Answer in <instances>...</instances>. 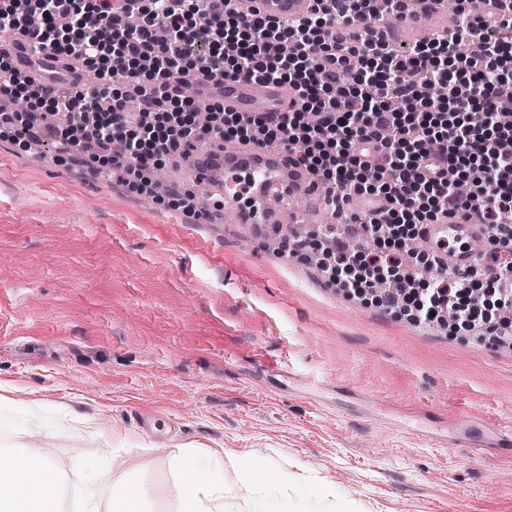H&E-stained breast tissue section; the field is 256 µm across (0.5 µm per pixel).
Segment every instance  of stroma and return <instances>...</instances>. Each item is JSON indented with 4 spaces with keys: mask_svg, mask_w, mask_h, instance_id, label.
<instances>
[{
    "mask_svg": "<svg viewBox=\"0 0 512 512\" xmlns=\"http://www.w3.org/2000/svg\"><path fill=\"white\" fill-rule=\"evenodd\" d=\"M36 122L34 140L0 126V383L47 420L89 424L77 448L42 431L64 500L102 467L175 484L155 428L228 463L262 449L335 486L337 512H512V457L417 428L474 417L512 432V325L491 345L348 298L320 267L225 223L220 199L186 217L179 164L133 192L59 153L52 114ZM360 394L401 413L358 416ZM115 432L148 452L109 455Z\"/></svg>",
    "mask_w": 512,
    "mask_h": 512,
    "instance_id": "stroma-1",
    "label": "stroma"
}]
</instances>
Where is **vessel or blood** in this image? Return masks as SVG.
<instances>
[{
	"label": "vessel or blood",
	"instance_id": "obj_1",
	"mask_svg": "<svg viewBox=\"0 0 512 512\" xmlns=\"http://www.w3.org/2000/svg\"><path fill=\"white\" fill-rule=\"evenodd\" d=\"M234 8L243 15H259L285 21L308 14L312 0H233ZM448 29V18L442 0H408L394 23H379L378 39L386 44L405 40L426 21ZM14 66L41 87L54 90L69 84L73 75L50 54L35 52L27 37L17 35L7 46ZM196 95L203 100L223 102L229 112H284L294 99L288 85L260 80L211 81L198 84ZM180 160L195 192L219 197L225 210L235 212L239 223L260 229H273L276 237L288 235V227L301 223V200L319 203L320 183L301 164L289 160L285 151L252 144L225 149L223 142L183 149ZM421 234L438 268L443 272H462L473 268L487 243L483 224L471 212L442 214L434 223L423 225ZM470 448L512 447V433L481 421L471 424L459 434Z\"/></svg>",
	"mask_w": 512,
	"mask_h": 512
}]
</instances>
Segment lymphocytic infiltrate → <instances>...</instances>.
<instances>
[{
    "label": "lymphocytic infiltrate",
    "instance_id": "1",
    "mask_svg": "<svg viewBox=\"0 0 512 512\" xmlns=\"http://www.w3.org/2000/svg\"><path fill=\"white\" fill-rule=\"evenodd\" d=\"M305 17L278 22L245 17L231 0H0V30L28 34L37 46L84 67L102 66L100 86L68 93L40 88L0 58V99L22 94L51 111H78L80 137L58 128L70 148L89 142L111 151L131 130L111 168L132 170L176 160L190 143L231 135L241 143L281 145L326 190L337 207L353 196L388 205L364 222L371 246H338L337 268L354 267L343 283L354 295L409 313L418 323L470 330L512 312V259L497 262L492 290L480 293L472 273L411 271L385 242L397 224H430L448 210L479 212L491 246L512 242V0L499 13L475 14L458 0L448 33L402 54L375 43L378 3L399 13L404 0H314ZM120 90H112L113 75ZM259 79L293 88L292 107L275 117L225 112L191 99L209 124L180 121L186 84L202 79ZM443 85L438 110L423 87ZM377 150L363 160L359 145Z\"/></svg>",
    "mask_w": 512,
    "mask_h": 512
}]
</instances>
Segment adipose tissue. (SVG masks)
Returning a JSON list of instances; mask_svg holds the SVG:
<instances>
[{
  "mask_svg": "<svg viewBox=\"0 0 512 512\" xmlns=\"http://www.w3.org/2000/svg\"><path fill=\"white\" fill-rule=\"evenodd\" d=\"M175 472L173 490L146 485L140 468L112 473L103 468L85 486L81 512H152L157 498L173 494L176 512H289L294 478L264 462L236 464L238 481L224 476L220 449L176 448L166 458ZM136 493H128L129 485ZM63 478L52 460L24 449L0 450V512H51L46 503Z\"/></svg>",
  "mask_w": 512,
  "mask_h": 512,
  "instance_id": "adipose-tissue-1",
  "label": "adipose tissue"
}]
</instances>
